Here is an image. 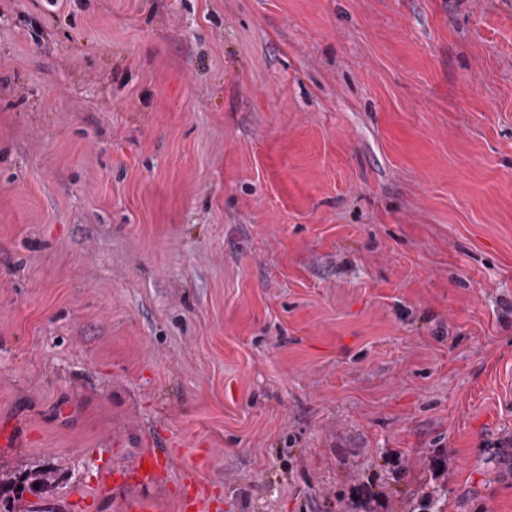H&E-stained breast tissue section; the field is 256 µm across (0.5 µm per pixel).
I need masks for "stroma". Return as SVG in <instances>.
I'll return each instance as SVG.
<instances>
[{
    "label": "stroma",
    "mask_w": 512,
    "mask_h": 512,
    "mask_svg": "<svg viewBox=\"0 0 512 512\" xmlns=\"http://www.w3.org/2000/svg\"><path fill=\"white\" fill-rule=\"evenodd\" d=\"M512 512V0H0V469L124 512ZM164 457V452L159 448L144 453L128 469L116 471L111 475L113 486L127 484L129 480L142 486H154L161 483L168 472V464ZM145 464H148L147 472H144Z\"/></svg>",
    "instance_id": "stroma-1"
}]
</instances>
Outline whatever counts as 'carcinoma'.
I'll return each mask as SVG.
<instances>
[{
    "label": "carcinoma",
    "mask_w": 512,
    "mask_h": 512,
    "mask_svg": "<svg viewBox=\"0 0 512 512\" xmlns=\"http://www.w3.org/2000/svg\"><path fill=\"white\" fill-rule=\"evenodd\" d=\"M65 479V471L53 463L30 466L22 471H0V512H34L32 509L20 510L17 502L23 493L29 492L37 497L55 491Z\"/></svg>",
    "instance_id": "obj_1"
}]
</instances>
